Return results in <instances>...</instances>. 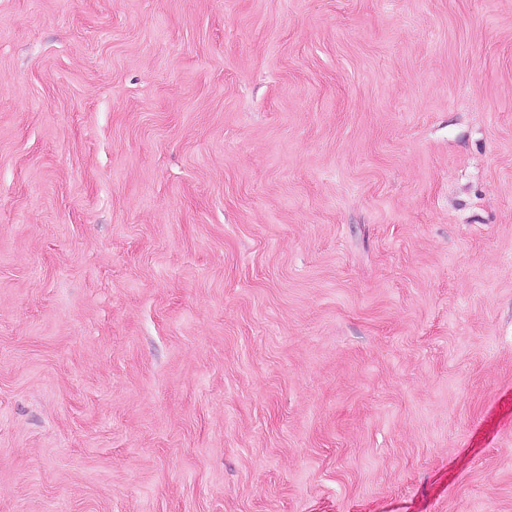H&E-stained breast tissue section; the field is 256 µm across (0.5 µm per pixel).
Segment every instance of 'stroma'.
Returning <instances> with one entry per match:
<instances>
[{
	"instance_id": "35a3bbf8",
	"label": "stroma",
	"mask_w": 512,
	"mask_h": 512,
	"mask_svg": "<svg viewBox=\"0 0 512 512\" xmlns=\"http://www.w3.org/2000/svg\"><path fill=\"white\" fill-rule=\"evenodd\" d=\"M0 512H512V0H0Z\"/></svg>"
}]
</instances>
